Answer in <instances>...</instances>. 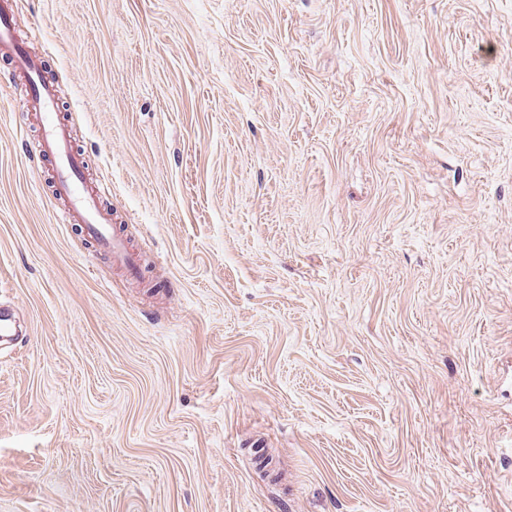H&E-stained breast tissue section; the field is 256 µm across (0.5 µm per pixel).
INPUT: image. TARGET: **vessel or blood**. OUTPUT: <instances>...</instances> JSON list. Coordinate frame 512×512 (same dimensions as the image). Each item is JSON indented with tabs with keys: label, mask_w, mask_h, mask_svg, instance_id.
<instances>
[{
	"label": "vessel or blood",
	"mask_w": 512,
	"mask_h": 512,
	"mask_svg": "<svg viewBox=\"0 0 512 512\" xmlns=\"http://www.w3.org/2000/svg\"><path fill=\"white\" fill-rule=\"evenodd\" d=\"M21 24L14 0H0V58L6 59L11 72L27 84L28 104L40 122V134L32 143L31 152L50 166L54 192L66 203L59 221L79 225L97 252L129 276H140V255L130 248L114 224L112 212L103 202V186L87 179L85 156L73 147L69 127L59 118V107L68 96L67 88L50 79L43 59L18 40Z\"/></svg>",
	"instance_id": "b4317fda"
}]
</instances>
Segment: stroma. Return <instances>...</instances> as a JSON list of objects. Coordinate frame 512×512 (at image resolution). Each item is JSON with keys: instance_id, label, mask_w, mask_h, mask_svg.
I'll return each mask as SVG.
<instances>
[{"instance_id": "obj_1", "label": "stroma", "mask_w": 512, "mask_h": 512, "mask_svg": "<svg viewBox=\"0 0 512 512\" xmlns=\"http://www.w3.org/2000/svg\"><path fill=\"white\" fill-rule=\"evenodd\" d=\"M16 4L154 263L0 60V512H512V0ZM22 20L13 0L0 1V56L9 61L10 71L27 84L28 104L40 122L38 139L30 144L31 153L50 166L54 192L66 202L59 223L78 224L97 252L129 276L139 277L143 274L140 255L113 224L112 212L103 202V186L86 178L85 156L73 147L69 127L59 118L67 88L50 79L43 59L17 39Z\"/></svg>"}]
</instances>
